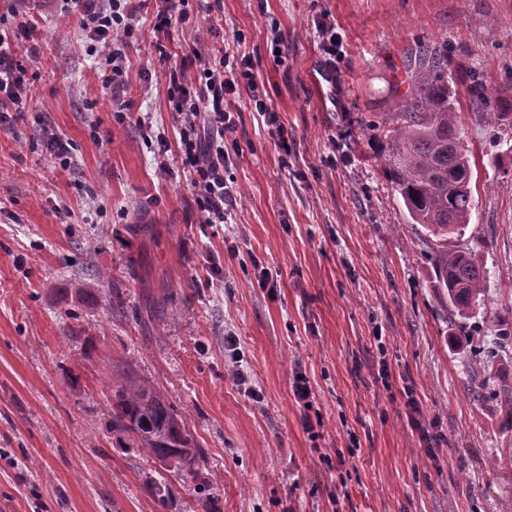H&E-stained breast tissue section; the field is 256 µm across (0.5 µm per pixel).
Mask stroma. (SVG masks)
Here are the masks:
<instances>
[{
    "instance_id": "1",
    "label": "stroma",
    "mask_w": 512,
    "mask_h": 512,
    "mask_svg": "<svg viewBox=\"0 0 512 512\" xmlns=\"http://www.w3.org/2000/svg\"><path fill=\"white\" fill-rule=\"evenodd\" d=\"M158 4L142 0L128 83L110 96L77 14L0 0V30L27 25L38 57L25 119L0 129V512H169L144 489L158 463L106 429L119 373L188 418L211 483L193 501L170 482L188 512H512V423L472 395L469 367L493 348L491 320L512 331V140L490 145L468 80L453 83L473 151L463 242L487 270L462 323L429 286L425 230L375 131L424 43L512 86V0H213L171 28L164 58ZM324 26L331 104L308 78ZM199 39L249 57L270 109L226 98L223 224L188 186L164 80ZM51 133L72 143L70 167L50 159Z\"/></svg>"
}]
</instances>
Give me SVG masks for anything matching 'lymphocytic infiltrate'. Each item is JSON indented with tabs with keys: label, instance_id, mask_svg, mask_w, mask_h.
Instances as JSON below:
<instances>
[{
	"label": "lymphocytic infiltrate",
	"instance_id": "obj_1",
	"mask_svg": "<svg viewBox=\"0 0 512 512\" xmlns=\"http://www.w3.org/2000/svg\"><path fill=\"white\" fill-rule=\"evenodd\" d=\"M63 12H79L89 40V51L102 61V83L115 90L126 83L127 42L136 15L135 0H62ZM16 36L0 33V125L11 116H23L27 107L28 70L14 57ZM169 110L180 130V159L190 177L195 200L206 223L222 224L234 198L224 180L230 157L224 137L234 124L224 101L226 95L246 92L256 111H267L262 85L249 59L231 62L189 47L179 65L165 74Z\"/></svg>",
	"mask_w": 512,
	"mask_h": 512
}]
</instances>
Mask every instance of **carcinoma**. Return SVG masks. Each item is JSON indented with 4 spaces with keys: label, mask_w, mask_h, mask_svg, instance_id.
Masks as SVG:
<instances>
[{
    "label": "carcinoma",
    "mask_w": 512,
    "mask_h": 512,
    "mask_svg": "<svg viewBox=\"0 0 512 512\" xmlns=\"http://www.w3.org/2000/svg\"><path fill=\"white\" fill-rule=\"evenodd\" d=\"M409 88L392 120L383 124V170L399 194L411 223L427 231L426 258L431 287L448 299L451 314L473 317L486 293L483 264L458 244L474 208L471 151L463 146L461 113L450 86L445 49L423 44L407 65ZM470 108L487 116L504 135L512 130V87L469 88ZM108 428L120 448H136L192 485L195 499L210 484L200 479L207 466L203 449L193 444L185 415L146 382L119 378L112 382Z\"/></svg>",
    "instance_id": "1"
}]
</instances>
